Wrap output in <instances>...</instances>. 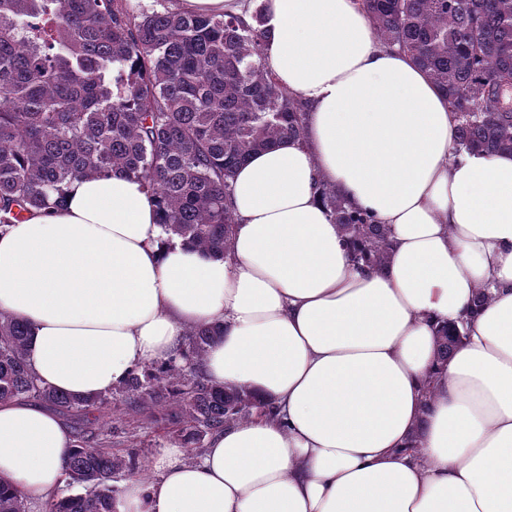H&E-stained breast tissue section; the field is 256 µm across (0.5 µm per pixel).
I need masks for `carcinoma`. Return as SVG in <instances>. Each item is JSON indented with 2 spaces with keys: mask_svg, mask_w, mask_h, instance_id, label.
Listing matches in <instances>:
<instances>
[{
  "mask_svg": "<svg viewBox=\"0 0 512 512\" xmlns=\"http://www.w3.org/2000/svg\"><path fill=\"white\" fill-rule=\"evenodd\" d=\"M380 41L408 54L445 92L455 152L512 153V0H362ZM263 18L180 9L133 11L126 0H0V226L64 202L88 174L124 172L157 197L159 224L215 256L230 248L235 170L252 153L300 138L305 106L263 62ZM323 196L355 258L381 265L387 230ZM181 359L203 357L221 331L187 332ZM27 326L0 314V402L34 399L73 420L68 485L48 512H117L108 481L136 464L100 449L93 431L112 396L74 399L40 381L26 358ZM180 409L184 445L249 421L248 391H226L178 359L132 372L121 392ZM0 512H24L0 483Z\"/></svg>",
  "mask_w": 512,
  "mask_h": 512,
  "instance_id": "cac0c4a2",
  "label": "carcinoma"
}]
</instances>
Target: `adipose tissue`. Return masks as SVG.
I'll list each match as a JSON object with an SVG mask.
<instances>
[{"instance_id": "adipose-tissue-1", "label": "adipose tissue", "mask_w": 512, "mask_h": 512, "mask_svg": "<svg viewBox=\"0 0 512 512\" xmlns=\"http://www.w3.org/2000/svg\"><path fill=\"white\" fill-rule=\"evenodd\" d=\"M261 3L306 132L237 168L228 254L165 234L140 179L83 177L0 233V311L76 399L221 326L207 379L269 406L196 459L160 449L118 512H512V154H455L445 93L362 0ZM325 187L385 226L381 266L352 261ZM73 443L39 404L0 403V481L21 496L61 484Z\"/></svg>"}]
</instances>
